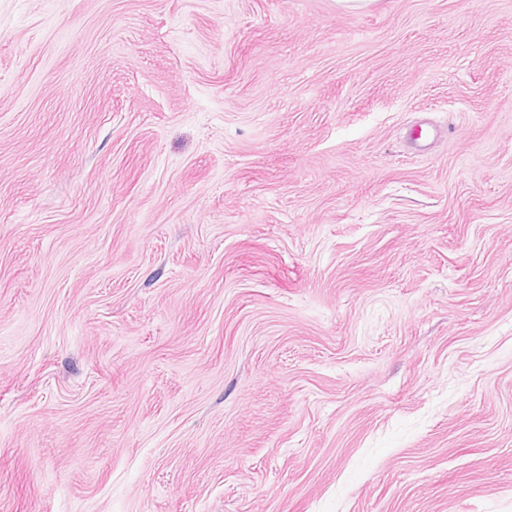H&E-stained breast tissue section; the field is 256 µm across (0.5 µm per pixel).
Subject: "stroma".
I'll list each match as a JSON object with an SVG mask.
<instances>
[{
  "mask_svg": "<svg viewBox=\"0 0 512 512\" xmlns=\"http://www.w3.org/2000/svg\"><path fill=\"white\" fill-rule=\"evenodd\" d=\"M0 512H512V0H0Z\"/></svg>",
  "mask_w": 512,
  "mask_h": 512,
  "instance_id": "obj_1",
  "label": "stroma"
}]
</instances>
